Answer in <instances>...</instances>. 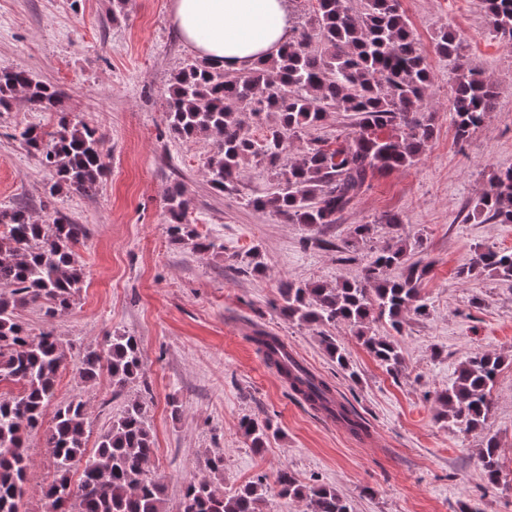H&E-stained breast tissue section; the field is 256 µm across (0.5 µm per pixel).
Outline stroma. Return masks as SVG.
<instances>
[{
	"mask_svg": "<svg viewBox=\"0 0 512 512\" xmlns=\"http://www.w3.org/2000/svg\"><path fill=\"white\" fill-rule=\"evenodd\" d=\"M170 4L129 0L116 19L112 0H0V68L28 71L61 90L73 118L103 135L106 151L94 195L64 191L46 209L52 174L15 134L30 125L53 130L58 114L32 110L21 96L0 112V210L23 204L39 222L60 212L86 228L77 250L84 286L72 308L53 317L33 304L17 311L32 336L50 331L64 343L55 402H87L93 444L129 399L148 395L155 448L149 466L165 485L168 512H177L188 482L210 476L207 460L218 448L224 471L215 484L227 494L286 467L304 484L332 486L354 512H512V283L456 277L475 246L512 249V224L461 218L492 172L512 168V46L492 38L480 0H400L432 73L426 102L434 135L414 166L375 177L342 221L325 230L339 242L352 225L372 224L366 244L341 252L310 242L303 225L213 192L205 177L213 138L169 137V79L195 56ZM444 30L458 33L463 59L499 87L489 119L461 144L449 102L452 66L436 51ZM177 182L193 201L190 230L220 251L203 254L170 241L167 194ZM384 214L398 216L400 226L381 224ZM396 235L424 240L420 257L431 268L422 292L431 314L408 319L397 335L378 326L402 349L405 369L396 377L349 327L336 326L331 334L349 353L348 369H340L318 330L274 309L280 284L355 279ZM255 249L264 271L234 272L232 255ZM257 329L279 336L323 375L365 419L367 439H353L295 395L252 342ZM114 331L137 336L145 362L142 377L117 394L108 375L89 383L76 375L83 349ZM478 350L505 359L483 435L449 428L434 401L459 361ZM247 416L273 424L276 434L263 450H254L240 428ZM488 435L499 444L508 478L498 486L487 482L478 459ZM28 444V508L41 512L51 460L42 433H32Z\"/></svg>",
	"mask_w": 512,
	"mask_h": 512,
	"instance_id": "35a3bbf8",
	"label": "stroma"
}]
</instances>
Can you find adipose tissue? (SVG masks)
<instances>
[{
	"label": "adipose tissue",
	"mask_w": 512,
	"mask_h": 512,
	"mask_svg": "<svg viewBox=\"0 0 512 512\" xmlns=\"http://www.w3.org/2000/svg\"><path fill=\"white\" fill-rule=\"evenodd\" d=\"M185 44L227 70L250 67L293 39L288 0H172Z\"/></svg>",
	"instance_id": "obj_1"
}]
</instances>
